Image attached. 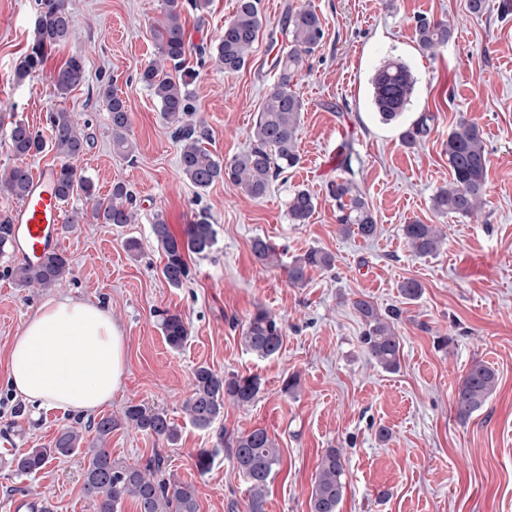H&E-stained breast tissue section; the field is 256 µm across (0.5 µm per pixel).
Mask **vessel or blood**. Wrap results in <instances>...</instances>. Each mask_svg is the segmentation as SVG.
<instances>
[{
    "label": "vessel or blood",
    "instance_id": "vessel-or-blood-1",
    "mask_svg": "<svg viewBox=\"0 0 512 512\" xmlns=\"http://www.w3.org/2000/svg\"><path fill=\"white\" fill-rule=\"evenodd\" d=\"M63 204L55 188L53 169L42 168L25 200L11 210L9 219L25 259L37 261L59 250Z\"/></svg>",
    "mask_w": 512,
    "mask_h": 512
}]
</instances>
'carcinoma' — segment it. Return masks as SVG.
I'll return each instance as SVG.
<instances>
[{
  "label": "carcinoma",
  "instance_id": "cac0c4a2",
  "mask_svg": "<svg viewBox=\"0 0 512 512\" xmlns=\"http://www.w3.org/2000/svg\"><path fill=\"white\" fill-rule=\"evenodd\" d=\"M210 0H164L163 20L152 26L151 34L157 45L159 58L140 74L143 82L159 101L161 110L171 126L173 137L181 143L179 169L195 186L205 189L213 183L228 179L239 185L253 199L267 195L272 183L288 169L298 165V129L303 99L293 89L307 57L320 45L324 31L318 13L307 6L290 10L282 21V35L288 41V50L277 55L275 67L278 78L269 89L263 109L259 112L251 133L249 148L227 163L221 162L203 146L207 134L194 124L195 112L189 85L196 73L180 71L191 46L185 34L184 11L202 12ZM39 14L35 36L25 56L15 69V79L25 80L46 62L49 52L66 44L73 27L65 0H38ZM264 27L259 0H238L233 17L224 23V30L212 47H198L200 59L212 58L227 73L242 70L258 42ZM455 29L446 21L423 19L416 27L419 46L434 52L454 38ZM170 66L178 72L172 76L165 71ZM58 97L49 116L50 137L17 121L12 123L8 141L12 151L20 156H37L46 149L54 151L59 159L57 190L63 200L81 193L92 202L93 217L103 224L134 223L135 197L121 181L112 186L106 197L96 192L93 182L83 176L76 161L86 151L87 137L77 128L71 113L63 105L67 95L86 82L84 60L78 55L67 58L51 75ZM416 79L410 68L399 59H387L379 64L370 79V98L381 121L389 124L404 113L415 90ZM112 124V148L130 155L135 143L130 138L131 119L123 100L107 87ZM422 116L404 132V141L412 146L430 131ZM451 181L431 198V209L438 215L472 218L479 215L487 203V152L478 125L462 118L448 133L446 142ZM32 184L28 168L15 166L0 173V191L17 199L26 197ZM329 194L339 203L338 223L342 232L357 234L365 239L375 236V216L365 198L346 181L330 185ZM316 197L307 189H296L288 197V220L293 224H307L316 210ZM158 247L165 256L162 277L173 287H180L190 278L187 256L211 251L215 230L205 215L189 225L185 237L177 238L161 221L152 225ZM403 235L416 257L434 256L444 244L442 232L433 224L415 220L403 225ZM252 252L265 266H285L288 281L302 286L314 269L328 270L334 266V256L321 249H310L302 256L283 264L276 247L263 238L252 243ZM71 274L68 258L62 253L46 255L40 262L21 264L10 269V276L20 285L31 288H54ZM352 305L365 323L361 343L369 356L382 369H398L401 342L394 320L398 314L381 315L375 305L358 297ZM161 329L166 343L179 350L186 343L189 331L181 316L162 314ZM283 326L280 319L263 307L256 308L242 330L241 340L253 354L268 358L279 353L283 344ZM497 373L486 363H472L459 383L453 405L459 420L465 421L479 411L493 395ZM262 389V380L256 375L235 372L217 373L200 365L192 376L189 397L183 411L190 424L207 430L224 413V404L248 406L255 402ZM125 422L158 440L171 444L180 439L178 428L163 411L142 404L126 406ZM116 426L112 416H101L93 422L97 444L86 448L89 455L84 472L83 491L94 503L95 512H122L125 499L135 501L139 512H198L195 490L172 478H159L164 458L158 454L146 465H132L112 459L103 448ZM84 439L72 426L62 427L48 448H31L15 459V472L20 476L33 475L53 460L81 451ZM229 455L240 474L246 479L250 495V512H265L268 485L282 465V456L275 439L263 429L242 433L225 442ZM346 478L342 453L328 448L322 455L308 501L309 512H337Z\"/></svg>",
  "mask_w": 512,
  "mask_h": 512
}]
</instances>
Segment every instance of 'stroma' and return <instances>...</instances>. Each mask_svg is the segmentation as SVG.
<instances>
[{"label":"stroma","instance_id":"1","mask_svg":"<svg viewBox=\"0 0 512 512\" xmlns=\"http://www.w3.org/2000/svg\"><path fill=\"white\" fill-rule=\"evenodd\" d=\"M499 0L471 14L468 0H260L266 28L249 64L224 73L215 60L187 54L197 73L190 85L195 120L218 159L231 160L249 142L285 39L280 25L288 8L306 4L323 21L324 37L295 84L306 110L299 129L301 160L275 181L260 200L218 181L201 190L178 170L180 145L158 100L139 80L158 56L151 27L161 20L163 0H67L75 35L53 51L42 70L16 82L15 66L27 50L38 16L37 0H0V171H31L57 165L54 151L16 155L6 133L24 121L48 132L56 101L50 76L72 55L81 56L87 81L65 106L89 136L77 167L100 195L115 182L132 189L134 223H98L92 205L76 195L65 203L62 252L72 274L60 289L18 286L8 268L15 254L0 255V512H95L82 489L83 454L53 461L32 476L16 475L13 459L50 445L60 427L71 425L85 443L95 440L92 418L39 408L16 396L6 371V352L26 321L56 294L102 301L122 327L128 355L126 379L102 415L118 425L105 446L113 459L146 464L165 459L166 474L192 484L199 512H249L248 485L234 468L222 439L263 429L283 458L269 485L266 512H308L320 459L328 448L342 451L346 492L338 512H512V14ZM236 0H210L203 14L184 16L190 44H213L234 13ZM445 20L455 37L436 55L416 41L419 19ZM398 58L417 83L399 121L382 123L370 101L369 80L385 59ZM111 79L131 117L136 148L131 156L112 149L108 101L101 82ZM430 131L406 145L404 131L421 116ZM478 124L490 159L486 208L472 218L435 216L431 198L451 179L445 143L460 117ZM350 145L349 173L373 211V238L339 230L336 202L327 185L341 173L343 145ZM317 198L309 223L288 221L295 189ZM206 215L216 232L212 251L190 255L191 278L182 287L161 277L165 257L151 226L163 220L183 237ZM437 225L446 244L434 256L411 254L404 224ZM262 237L286 246L288 258L318 248L335 266L315 270L306 284L292 286L283 269L261 266L251 244ZM139 240V256L125 248ZM422 286L408 302L399 286ZM363 297L380 312L400 309V367L389 372L372 362L360 343L362 320L352 307ZM281 318L280 352L261 359L247 352L242 328L256 307ZM181 315L189 338L170 349L156 317ZM498 373L493 396L468 421L453 408L455 391L473 361ZM259 375L263 390L249 407L225 404L208 430L192 427L183 413L194 369ZM297 377L295 393L282 391ZM158 408L178 425L177 444L151 438L122 424L127 405ZM390 436L379 440V429ZM201 448L217 449L212 468L195 466Z\"/></svg>","mask_w":512,"mask_h":512}]
</instances>
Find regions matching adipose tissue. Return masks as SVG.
Masks as SVG:
<instances>
[{
    "instance_id": "adipose-tissue-1",
    "label": "adipose tissue",
    "mask_w": 512,
    "mask_h": 512,
    "mask_svg": "<svg viewBox=\"0 0 512 512\" xmlns=\"http://www.w3.org/2000/svg\"><path fill=\"white\" fill-rule=\"evenodd\" d=\"M126 371L125 337L110 308L68 296L45 301L8 352L16 395L77 416L111 402Z\"/></svg>"
}]
</instances>
